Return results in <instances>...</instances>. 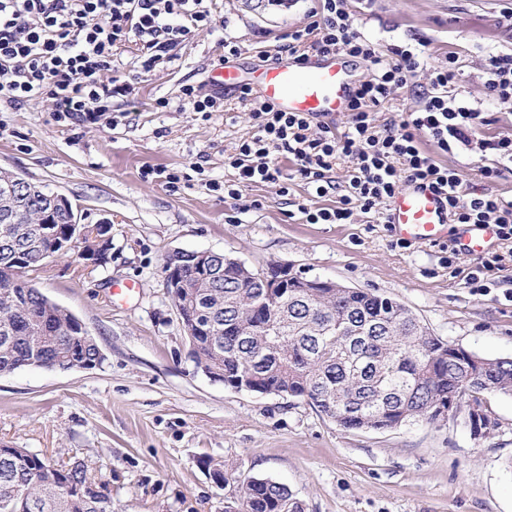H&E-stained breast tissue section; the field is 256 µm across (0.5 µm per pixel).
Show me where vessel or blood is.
I'll return each instance as SVG.
<instances>
[{
  "instance_id": "b4317fda",
  "label": "vessel or blood",
  "mask_w": 512,
  "mask_h": 512,
  "mask_svg": "<svg viewBox=\"0 0 512 512\" xmlns=\"http://www.w3.org/2000/svg\"><path fill=\"white\" fill-rule=\"evenodd\" d=\"M211 80L224 90L250 86L281 111L324 120L349 111L358 84L347 59L338 54L312 55L303 61L283 55L253 72L227 61L213 70ZM386 220L404 239L424 243L449 236L468 254L481 253L497 242L494 225H451L444 197L419 182L406 184L389 201Z\"/></svg>"
}]
</instances>
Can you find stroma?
I'll return each instance as SVG.
<instances>
[{"label": "stroma", "mask_w": 512, "mask_h": 512, "mask_svg": "<svg viewBox=\"0 0 512 512\" xmlns=\"http://www.w3.org/2000/svg\"><path fill=\"white\" fill-rule=\"evenodd\" d=\"M315 0H217L216 27L199 30L142 72L137 47L115 55L119 75L136 83L133 100H114L99 122L58 118L49 99L0 106V170L65 196L81 223L112 226L106 262L50 260L27 278L75 314L106 359L61 372L23 368L0 375V443L65 463L84 459L92 480L112 492V512H224L244 481L288 485L304 512H512V398L488 394L491 424L474 435L464 414L435 424L350 431L305 400L234 391L196 372L190 346L164 285L165 257L210 250L253 270L292 264L307 278L389 296L444 341L488 358H512V281L474 289L478 256L447 266L441 242L402 246L387 224L355 214L348 224H309L303 209L332 207L300 176L287 195L254 184L230 197L208 180L232 179L226 160L253 132L247 107L225 94L209 120L185 111L183 85L211 92L210 72L237 44V62L257 65L304 26ZM358 29L381 53L423 44L426 67L381 118L415 107L429 67L458 56L457 89L487 120L486 137H512V106L485 94L487 50L512 52V0H349ZM167 100L157 109L158 100ZM492 154L462 149L439 156L465 193L512 197V170L494 181L480 169ZM149 168L178 172L176 186L144 179ZM131 285L128 301L112 286ZM221 467L216 485L207 466Z\"/></svg>", "instance_id": "35a3bbf8"}]
</instances>
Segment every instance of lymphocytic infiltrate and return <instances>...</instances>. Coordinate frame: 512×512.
Instances as JSON below:
<instances>
[{
	"label": "lymphocytic infiltrate",
	"mask_w": 512,
	"mask_h": 512,
	"mask_svg": "<svg viewBox=\"0 0 512 512\" xmlns=\"http://www.w3.org/2000/svg\"><path fill=\"white\" fill-rule=\"evenodd\" d=\"M301 28L283 33L275 51L299 59L310 53L345 52L367 63L343 126L296 112H282L256 96L239 92L251 107L254 132L241 140L229 165L233 187L274 183L287 193L283 167L305 181L311 192L326 196L328 177L340 159L352 167L335 206L305 210L306 223L346 224L354 212L384 223V206L406 183L423 182L444 194L456 224H493L500 240L512 243V198L497 194H464L455 170L441 165L436 154L478 144L492 151L493 165L482 167L484 178L512 169V138L485 139L479 129L486 120L472 103L457 96L456 56L433 66L419 105L398 118L378 123L377 110L417 75L421 62L411 46H394L383 56L361 35L346 0H318ZM213 0H0V104L19 109L49 98L54 112L71 119L95 121L121 97L135 98L137 89L121 77L103 81L112 56L125 44L137 45L143 72L184 43L191 33L215 25ZM485 88L494 101L512 104V53L489 52L484 58ZM433 149L425 151L421 143Z\"/></svg>",
	"instance_id": "lymphocytic-infiltrate-1"
}]
</instances>
